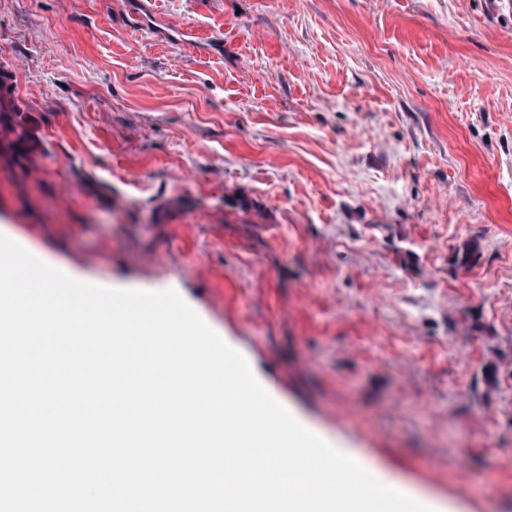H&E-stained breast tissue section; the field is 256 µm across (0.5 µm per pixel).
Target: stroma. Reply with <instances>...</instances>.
Here are the masks:
<instances>
[{"mask_svg":"<svg viewBox=\"0 0 512 512\" xmlns=\"http://www.w3.org/2000/svg\"><path fill=\"white\" fill-rule=\"evenodd\" d=\"M0 81V234L177 290L434 512H512V0H0Z\"/></svg>","mask_w":512,"mask_h":512,"instance_id":"obj_1","label":"stroma"}]
</instances>
